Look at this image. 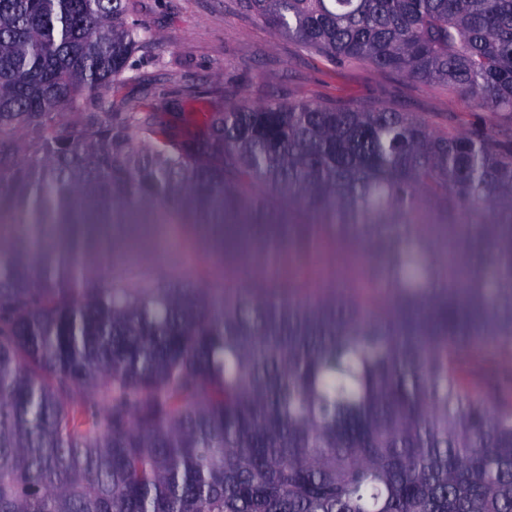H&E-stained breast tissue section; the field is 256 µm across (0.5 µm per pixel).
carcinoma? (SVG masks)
Listing matches in <instances>:
<instances>
[{
    "mask_svg": "<svg viewBox=\"0 0 512 512\" xmlns=\"http://www.w3.org/2000/svg\"><path fill=\"white\" fill-rule=\"evenodd\" d=\"M238 4L512 116V0ZM147 33L0 0V512H512V138L363 99L180 133L112 97ZM114 224L207 277L105 273Z\"/></svg>",
    "mask_w": 512,
    "mask_h": 512,
    "instance_id": "obj_1",
    "label": "carcinoma"
}]
</instances>
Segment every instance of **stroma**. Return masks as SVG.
Returning a JSON list of instances; mask_svg holds the SVG:
<instances>
[{
  "mask_svg": "<svg viewBox=\"0 0 512 512\" xmlns=\"http://www.w3.org/2000/svg\"><path fill=\"white\" fill-rule=\"evenodd\" d=\"M149 34L132 57L129 79L115 92L128 106L151 104L166 87L173 111L190 122L239 100L304 98L333 103L360 98L426 118L439 132L482 121L512 133V117L473 107L447 87L353 61L333 65L295 40L238 10L235 0H134ZM130 267L184 278L191 271L181 249L141 250Z\"/></svg>",
  "mask_w": 512,
  "mask_h": 512,
  "instance_id": "35a3bbf8",
  "label": "stroma"
}]
</instances>
